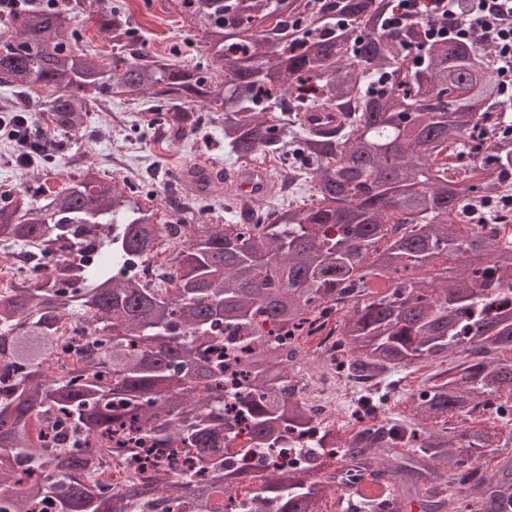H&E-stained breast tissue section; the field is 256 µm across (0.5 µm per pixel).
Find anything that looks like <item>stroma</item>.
I'll list each match as a JSON object with an SVG mask.
<instances>
[{
    "instance_id": "35a3bbf8",
    "label": "stroma",
    "mask_w": 512,
    "mask_h": 512,
    "mask_svg": "<svg viewBox=\"0 0 512 512\" xmlns=\"http://www.w3.org/2000/svg\"><path fill=\"white\" fill-rule=\"evenodd\" d=\"M141 31V45L150 54L171 57L181 65L206 61L202 34L190 23L181 0H121ZM160 106L146 97L136 105L111 102L108 111L91 112L90 121L78 133L51 135V159L44 166H20L14 161L17 148L0 134V185L39 197L42 185H67L86 166L105 175L120 172L141 190L153 191V205L162 224L187 222L221 224L226 215L219 198H211L189 214L174 209L170 174L196 164L216 169H244V162L226 156L224 135L217 121L206 122L199 134L180 142L156 141L152 123Z\"/></svg>"
}]
</instances>
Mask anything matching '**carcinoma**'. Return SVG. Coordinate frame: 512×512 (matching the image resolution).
<instances>
[{
    "mask_svg": "<svg viewBox=\"0 0 512 512\" xmlns=\"http://www.w3.org/2000/svg\"><path fill=\"white\" fill-rule=\"evenodd\" d=\"M112 54L78 50V2L4 15L0 85L37 100L45 130L70 133L96 101L149 95L174 107L157 134L201 128L193 105L215 112L224 153L238 160L297 157L311 174L309 206L234 204L236 223L203 224L167 259L164 288L131 269L148 259L157 214L96 168L42 192L39 204L0 191V243L35 246L41 281L0 296V512H131L150 494L224 512V497L251 480L235 461L269 450L315 423L292 397L295 354L266 345L259 326L304 335L308 316L354 299L341 336L359 377L421 362L458 360L408 397L411 416L355 437L326 430L306 449L336 489L366 477L387 496H359L353 512H505L512 504V236L465 233L448 216L469 195L489 197L512 179V105L489 65V43L430 39L437 19L390 24L397 0H183L201 23L206 67L168 63L138 47L119 5L97 0ZM345 113L314 136L296 113ZM27 164L45 141L9 110L0 130ZM490 143L480 154L472 143ZM203 202L214 183L192 167ZM89 330L83 363L47 373L54 326ZM231 329L255 337L238 364L236 405L224 403V366L212 343ZM246 420V429L238 417ZM144 472L117 491L112 459ZM493 462L484 472L466 466ZM448 468L444 479L427 471ZM329 484L310 470L272 469L250 512H313Z\"/></svg>",
    "mask_w": 512,
    "mask_h": 512,
    "instance_id": "carcinoma-1",
    "label": "carcinoma"
}]
</instances>
